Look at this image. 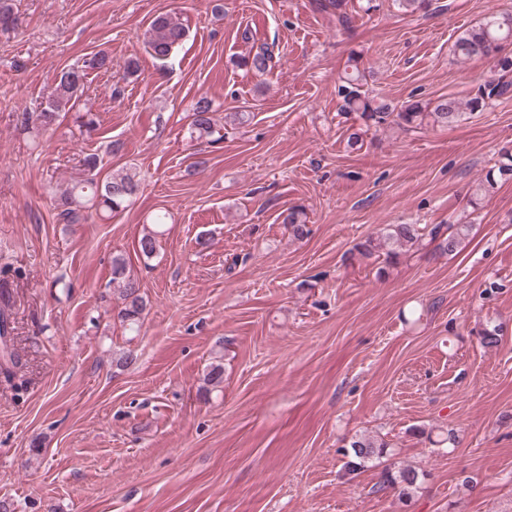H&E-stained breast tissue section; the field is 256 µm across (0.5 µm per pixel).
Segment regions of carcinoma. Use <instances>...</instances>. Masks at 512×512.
I'll return each mask as SVG.
<instances>
[{"label": "carcinoma", "mask_w": 512, "mask_h": 512, "mask_svg": "<svg viewBox=\"0 0 512 512\" xmlns=\"http://www.w3.org/2000/svg\"><path fill=\"white\" fill-rule=\"evenodd\" d=\"M316 8L336 15L338 24L345 28L351 23L348 0H316ZM145 43L150 54L165 60L181 46L187 37V30L173 13L155 16L144 33ZM453 53L457 61L465 63L481 58L493 63L498 78L486 82L478 92L466 99L441 96L423 103L407 100L396 107L384 98L371 94L366 86L370 76L361 59L354 54L348 61L340 77L338 95L341 98L340 112L355 113L363 121L364 127L348 135L346 146L354 151L363 146L362 134L371 129L379 130L395 125L404 130L424 126H451L471 112L484 109L486 102L494 98L512 96V10L495 11L484 20L468 26L457 33L453 42ZM273 59L270 47L262 43L242 59L241 66L255 74H263L270 69ZM86 78V68H72L61 73L39 111L27 114L26 126L29 129L48 130L52 128L59 114L72 109L78 94L81 93ZM215 133V123L211 102L199 99L192 113L190 137L196 140L210 138ZM87 176L57 188L56 198L59 219L65 224H79L88 219L85 211L95 209L102 212H118L127 207L139 185L136 174L129 169L111 172L104 180L98 179V156L89 154L84 159ZM512 180V157L508 162L487 171L477 183L472 197H481L492 192L501 182ZM282 223L291 228L295 239L302 240L309 229L305 213L297 207H290L281 213ZM165 216L159 215L155 228L147 229L138 241L139 252L150 258L156 251L157 238L161 235L158 227L164 224ZM471 225L452 224L448 232H441L436 225L426 229L418 224H389L375 237H369L356 245L355 252L363 259H375L380 264L377 276L385 273L386 266L413 248L424 235L437 242V248L444 254L459 253L469 239ZM113 293L121 301L117 317L129 326L137 324L144 310L138 281L127 274L125 259H112ZM13 328L9 315L0 313V374L8 380L16 378V370L22 366L20 356L12 345ZM347 467L356 470L387 453V443L371 437H353L349 442ZM419 473L412 467L386 470L381 476L382 486L399 489V497H409L416 490Z\"/></svg>", "instance_id": "carcinoma-1"}]
</instances>
